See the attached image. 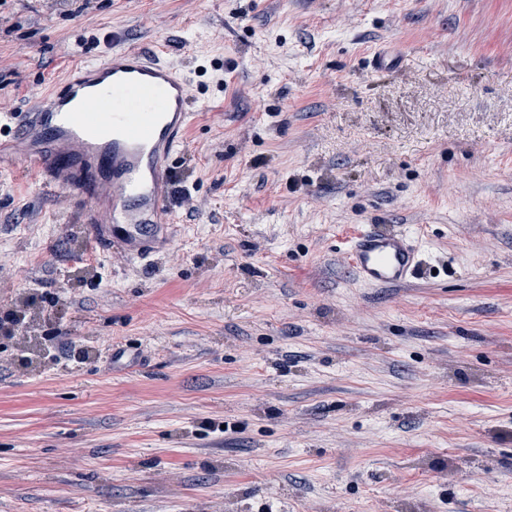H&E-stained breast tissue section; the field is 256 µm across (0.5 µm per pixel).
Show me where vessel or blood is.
I'll list each match as a JSON object with an SVG mask.
<instances>
[{
	"label": "vessel or blood",
	"instance_id": "1",
	"mask_svg": "<svg viewBox=\"0 0 512 512\" xmlns=\"http://www.w3.org/2000/svg\"><path fill=\"white\" fill-rule=\"evenodd\" d=\"M163 45L113 48L71 68L34 110L0 114V166L22 161L45 193L85 203L82 231L96 248L134 259L174 242L170 163L195 122L190 80ZM346 254L365 285L405 284L412 235L363 226Z\"/></svg>",
	"mask_w": 512,
	"mask_h": 512
}]
</instances>
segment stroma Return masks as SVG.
Here are the masks:
<instances>
[{
	"label": "stroma",
	"instance_id": "1",
	"mask_svg": "<svg viewBox=\"0 0 512 512\" xmlns=\"http://www.w3.org/2000/svg\"><path fill=\"white\" fill-rule=\"evenodd\" d=\"M115 40L201 90L176 238L0 173V512H512V0H0V113ZM414 237L364 225L349 241L346 254L354 275L365 285L392 287L405 284L418 262Z\"/></svg>",
	"mask_w": 512,
	"mask_h": 512
}]
</instances>
